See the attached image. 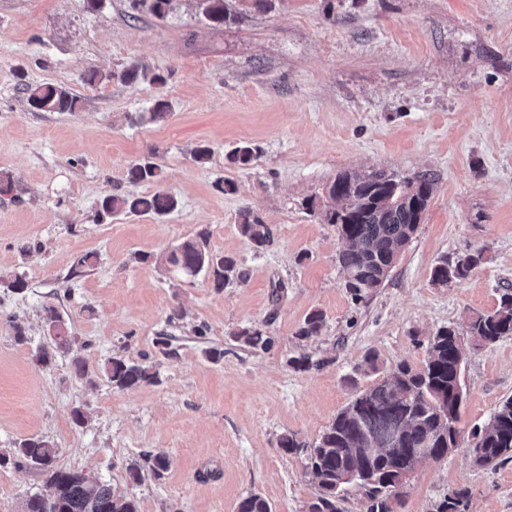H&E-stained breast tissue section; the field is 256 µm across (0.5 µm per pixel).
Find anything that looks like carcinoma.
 <instances>
[{
  "label": "carcinoma",
  "instance_id": "carcinoma-1",
  "mask_svg": "<svg viewBox=\"0 0 512 512\" xmlns=\"http://www.w3.org/2000/svg\"><path fill=\"white\" fill-rule=\"evenodd\" d=\"M197 7L213 26L230 20L224 0H197ZM121 78L128 82H165L164 76L141 72L136 67L124 71ZM24 91L33 110L74 112L78 108V99L53 83L28 85ZM168 116L169 104L158 99L147 113L134 116L131 121L158 122ZM253 158L254 150L247 144L236 147L229 155V160L240 168L249 166ZM159 175L158 166L147 159L132 164L127 172L128 181L134 184L157 182ZM339 178L341 183L326 186L324 198H311L305 206L311 211L320 207L323 220L335 226L338 237L347 241L338 254V263L346 288L358 302L382 286L394 267V257L415 236L422 212L432 199L435 179L427 173L399 179L383 170L341 173ZM338 193L345 207L341 212L336 210ZM177 207L178 200L161 190L148 195L113 193L104 198L102 214L163 216ZM239 228L256 248L268 242L267 225L249 210L240 212ZM481 259L478 252L446 257L433 269L432 283L450 288L466 279ZM139 260L187 277L203 272L212 277L218 289L232 279L247 280L246 271L235 258L211 252L205 229L160 257L143 254ZM44 325L56 329L50 342L35 354L37 364L47 367L57 354L70 352L75 340L67 335L63 318L53 305L44 308ZM323 326L322 313L312 312L297 335L316 337ZM463 332L475 347L490 346L512 336V291L507 289L500 295L494 310L469 315L462 329L439 328L428 341L421 366L401 363L391 379L379 381L357 395L336 414L313 447L303 449L293 437H280L278 446L285 453L305 452V468L317 482L307 512H344L343 503L353 488L362 494L365 512H395L400 501L390 496L388 487L399 479L402 469L411 467L412 448L426 440L436 460L441 461L448 456V449L458 445L455 424L461 407L449 416L444 415L443 407L457 397V390L463 389L464 367L459 365L458 355ZM238 339L261 350H269L275 343L273 336L261 330L244 329ZM103 372L112 387L120 391L157 382V373L150 367L123 357L109 359ZM469 453L478 468L512 462V397L500 402L490 421L474 430ZM57 458V446L42 437L26 439L0 454V467L31 466L45 477V492L30 496L22 512H140L135 497L115 493L108 481L62 467ZM144 460L143 466L136 463L126 468L128 480L141 482L144 468L159 479L170 464L164 451L148 452ZM468 505L469 491L460 488L435 503L432 512H467ZM236 512H271V507L263 496L250 493L237 502Z\"/></svg>",
  "mask_w": 512,
  "mask_h": 512
}]
</instances>
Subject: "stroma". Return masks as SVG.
Listing matches in <instances>:
<instances>
[{"label": "stroma", "mask_w": 512, "mask_h": 512, "mask_svg": "<svg viewBox=\"0 0 512 512\" xmlns=\"http://www.w3.org/2000/svg\"><path fill=\"white\" fill-rule=\"evenodd\" d=\"M225 5L231 20L213 27L194 0L162 18L139 0H0V174L13 178L0 196V451L46 438L61 466L111 482L141 512H235L250 493L273 512H306L315 481L303 453L278 439L312 447L356 394L399 363L421 365L437 329L512 288V0ZM134 66L167 81H123ZM92 71L106 81L86 84ZM41 82L78 96V110L30 111L22 86ZM159 98L166 121L130 123ZM201 143L212 150L204 164L192 157ZM243 143L256 157L240 169L226 155ZM147 157L160 184L128 183V167ZM371 169L428 171L436 184L396 266L357 303L336 260L342 240L305 202L338 173ZM221 179L235 191L220 192ZM159 188L179 201L169 215H98L113 191ZM244 209L270 229L262 248L238 229ZM202 229L246 282L218 290L137 259ZM467 251L483 260L465 280L432 284L442 257ZM87 253L95 262L79 266ZM18 276L21 293L9 287ZM49 303L83 346L85 377L70 355L46 368L33 358ZM314 311L321 335L299 338ZM12 317L26 342H15ZM246 328L266 330L273 348L238 341ZM465 352L460 444L416 469L397 512H431L463 486L469 512H512V462L477 469L468 452L472 429L512 396V336ZM116 355L151 366L157 382L113 389L101 368ZM159 450L170 457L164 476L128 481L126 466ZM44 490L37 470L0 468V512Z\"/></svg>", "instance_id": "stroma-1"}]
</instances>
